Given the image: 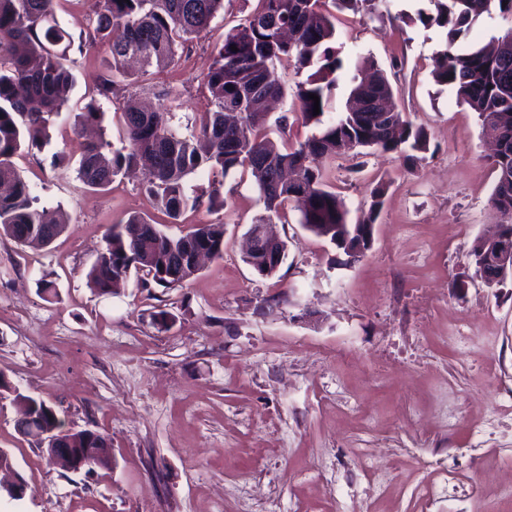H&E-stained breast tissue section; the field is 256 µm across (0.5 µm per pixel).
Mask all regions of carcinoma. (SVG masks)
Returning <instances> with one entry per match:
<instances>
[{
	"instance_id": "carcinoma-1",
	"label": "carcinoma",
	"mask_w": 512,
	"mask_h": 512,
	"mask_svg": "<svg viewBox=\"0 0 512 512\" xmlns=\"http://www.w3.org/2000/svg\"><path fill=\"white\" fill-rule=\"evenodd\" d=\"M59 0H0V236L22 247L42 248L58 237L68 224L61 209L40 204L16 167L13 158L40 152L52 139L54 118L69 102L77 83L74 53H90L99 45L110 55L95 93L74 113L71 142L76 179L84 189L110 186L124 170L149 162L146 191L156 209L170 224L180 223L188 211L202 205L224 208V178L240 170L250 175L263 203L254 223L269 224L287 203L299 212V223L342 250L350 230L358 231L350 247L372 235L383 204L386 185L372 191L368 212L352 226L349 210L340 195L326 184V162L338 155L375 149L399 152L407 160L426 153V130L380 110L341 112L325 123L322 115L333 108V80L342 67L333 43L336 21L342 12L374 14L387 0H257L256 7L225 30L212 48L213 65L204 84L215 110L203 113L195 132L159 124L156 113L127 108L118 119L121 147L114 148L101 133L99 139L79 138L86 125L103 126L102 103H114L132 88L151 91L174 104L178 93L170 85L150 82L153 71L175 65L200 34L224 12V0H103L101 11L87 32L74 38L59 22ZM435 12L420 11L424 26L447 30V43L433 60L434 83L455 91L459 102L478 113L483 132L498 144L494 155L496 184L491 205L502 215L500 238L512 237V28L489 41L464 50L454 49L457 39L479 18L492 16V8L512 14V0H431ZM237 50H231V46ZM129 57L140 61L139 73L125 70ZM295 74L310 70L303 81L288 83V69ZM351 94H378L392 98L393 87L385 71L371 58L360 60ZM319 97L320 114H313ZM294 97L302 124L316 131L294 144L278 145L268 136L266 103ZM205 167L212 175L210 189L190 196L186 178ZM491 249L485 237L474 241L470 255L476 272L485 268ZM205 252L215 258L224 253V224H198L172 236L154 220L132 215L111 225L105 247L89 268L88 286L99 295L114 294L130 277L141 272V287L155 283L164 288L183 285L197 274L195 257ZM247 264L266 278L277 274L274 262L252 255ZM13 402L19 417V434L41 445L46 432L65 448L84 454L85 466L107 467L112 448L107 438L87 444L86 431L69 426L45 402L16 393Z\"/></svg>"
}]
</instances>
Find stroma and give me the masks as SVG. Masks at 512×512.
I'll return each mask as SVG.
<instances>
[{
  "instance_id": "obj_1",
  "label": "stroma",
  "mask_w": 512,
  "mask_h": 512,
  "mask_svg": "<svg viewBox=\"0 0 512 512\" xmlns=\"http://www.w3.org/2000/svg\"><path fill=\"white\" fill-rule=\"evenodd\" d=\"M255 0H224V18L174 71L177 107L133 91L126 103L190 133L213 108L201 83L224 20ZM386 14L346 15L336 48L337 110L358 59L382 68L405 119L430 149L408 161L369 151L339 156L329 185L351 217L387 185L364 256L350 259L305 230L296 211L276 224L288 257L263 278L243 243L263 204L248 177L224 181V207L186 224L223 222L224 256L183 286L129 279L101 297L86 273L115 220L153 213L137 170L105 191L82 192L48 150L16 164L66 231L20 250L0 237V450L27 489L0 495V512H482L512 485V278L475 275L473 241L492 230L496 172L476 112L436 85L444 29L415 23L432 0H389ZM58 297L46 302L40 280ZM168 309L158 332L151 314ZM45 401L70 426L106 436L112 464L73 473L48 463L15 429L14 393Z\"/></svg>"
}]
</instances>
